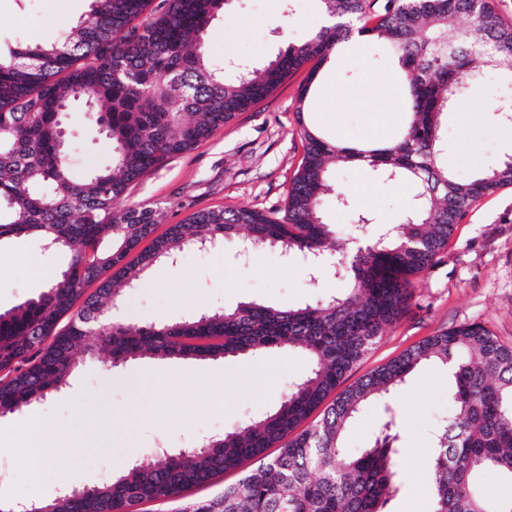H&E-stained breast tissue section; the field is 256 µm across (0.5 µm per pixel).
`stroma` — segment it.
<instances>
[{"label":"stroma","mask_w":512,"mask_h":512,"mask_svg":"<svg viewBox=\"0 0 512 512\" xmlns=\"http://www.w3.org/2000/svg\"><path fill=\"white\" fill-rule=\"evenodd\" d=\"M89 8V0H0V53L16 42H52L67 33ZM322 15L317 0H228L210 27L215 63L227 59L261 61L317 29ZM396 64L377 42L348 43L333 52L317 73L301 68L275 91L194 149L172 158L114 203L115 210L164 206L156 227L187 222L200 210L247 206L283 209L288 187L304 154L301 125L345 144H367L372 123L399 135L407 121L405 107L391 109L380 96L371 107L335 100L348 89L366 90L368 72L387 73ZM512 95L495 70L468 101L478 118L462 123L449 113L446 123L448 167L467 178L512 154V126L482 118L484 103ZM77 139L70 159L84 173L109 162L110 153L97 130L81 125L80 113L66 117ZM338 185L361 195L372 218L370 234L396 223L411 201L409 187L382 182L355 169L336 172ZM67 255L45 251L40 242L18 237L0 243V311L11 309L48 287V274L66 266ZM332 273L310 286L301 262L269 247L250 258L237 257L233 246L216 252L185 251L177 263L146 273L139 287L128 289L109 311L123 323L176 322L239 302L257 300L287 306L313 303L342 291ZM464 323H477L512 345V188L482 198L455 224L447 248L435 264L413 280L408 311L388 327L376 346L347 375L353 384L374 368L418 345L425 338ZM208 370L217 380L198 378ZM308 369L296 350L274 349L247 360L206 362L146 355L115 368L109 357L88 364L70 386L22 413L0 418V501L15 502L32 485L18 451L24 426L37 421L47 435L70 425L79 433L77 447L56 454L40 482L45 495L58 486L92 487L115 477L134 460L162 446L189 448L202 436L218 434L268 412L290 384ZM222 394L223 407L214 404ZM401 418L404 491L391 512H432L426 470L435 428L448 414V372L438 363L421 364L396 393Z\"/></svg>","instance_id":"1"}]
</instances>
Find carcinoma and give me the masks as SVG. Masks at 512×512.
<instances>
[{"label": "carcinoma", "instance_id": "carcinoma-1", "mask_svg": "<svg viewBox=\"0 0 512 512\" xmlns=\"http://www.w3.org/2000/svg\"><path fill=\"white\" fill-rule=\"evenodd\" d=\"M226 0H91L87 20L51 43H25L0 56V242L30 235L70 261L37 296L0 312V417L19 413L70 385L77 351L127 363L143 355L205 361L299 348L310 368L274 409L207 437L198 449L138 461L94 494L0 503V512H137L167 500L175 512H390L403 488L400 416L393 395L421 362L448 370L451 411L434 435L427 480L433 512H512V498L490 502L483 472L512 482V346L480 324H461L336 390L411 300L410 277L431 267L454 225L481 198L512 188V155L466 179L448 172L442 119L481 82L479 58L512 84V26L492 0H319L324 24L274 58L213 66L212 21ZM471 26L448 37V20ZM380 40L397 61L392 75L409 119L393 141L369 146L331 142L297 111L305 140L282 216L248 207L198 211L172 224L134 262L128 254L154 232L164 208L114 210L115 200L164 162L192 150L240 112L268 96L292 72L310 76L352 38ZM84 102V121L101 130L112 164L76 175L62 115L69 99ZM497 122L512 121V98L487 103ZM360 165L389 184L412 188L400 223L357 245L326 222L324 197L334 192L329 164ZM241 237L256 252L278 246L290 257L336 259L348 287L315 304L276 307L257 301L171 324L114 323L96 334L88 323L141 280L188 247L211 250ZM110 252L99 250L105 238ZM97 293L83 298L85 288ZM79 310H74L78 301ZM69 316L65 326L61 319ZM384 404L371 446L357 455L343 434L363 404ZM314 421H309L313 414ZM252 460L255 467L205 498L186 492L210 486Z\"/></svg>", "mask_w": 512, "mask_h": 512}]
</instances>
